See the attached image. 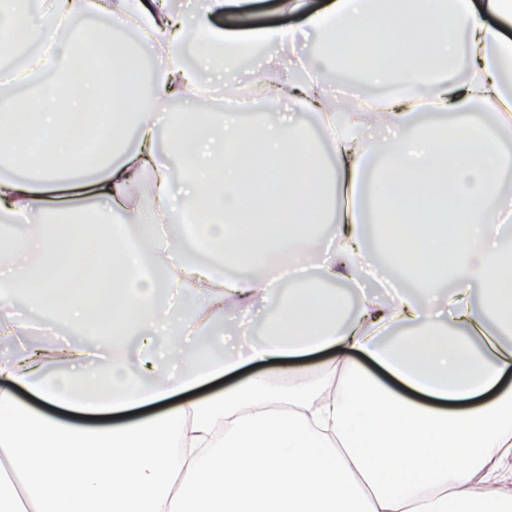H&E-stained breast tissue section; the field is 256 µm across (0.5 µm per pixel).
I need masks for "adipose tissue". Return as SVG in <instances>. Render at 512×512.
<instances>
[{
	"mask_svg": "<svg viewBox=\"0 0 512 512\" xmlns=\"http://www.w3.org/2000/svg\"><path fill=\"white\" fill-rule=\"evenodd\" d=\"M254 3L194 0L186 15L169 0H0V133L10 134L0 149L27 159L0 173V213L20 229L0 240V337L17 332L19 288L43 318L139 339L133 368L82 343L0 358V512H512V345L496 337L512 333V249L496 240L512 214L500 189L512 151L473 134L477 107L512 126V0H331L322 10L280 0L297 24L211 32L216 10L244 18ZM134 28L159 64L154 84L116 111L136 116V144L121 149L109 119L91 131L101 149L87 151L69 129L122 81L104 69L71 89L62 75L95 49L130 58L122 35ZM192 39L228 95L245 59L280 56L251 116L198 97L202 80L183 57ZM296 44L308 54L286 59ZM174 100L188 110L168 123L161 151L151 116ZM283 103L333 128L329 152L284 120ZM423 103L452 125L414 124ZM23 113L51 167L13 137ZM173 158L190 173L176 194ZM70 183L91 185L93 206L44 220V193ZM186 210L200 241L220 247L217 266L161 237ZM374 211L389 263L424 293L363 297L350 321L326 285L364 273ZM115 224L135 227V241L114 236ZM321 224L335 227L326 248L313 235ZM287 255L317 275L291 279L261 342L215 355L183 344L228 308L267 300L277 283L262 271ZM96 261L107 287L90 306L74 294ZM146 263L164 282L141 276ZM233 265L260 274L217 275ZM448 270L443 321L432 301ZM318 350L330 356L316 372L261 371L172 401L244 365ZM145 406L150 414L121 420Z\"/></svg>",
	"mask_w": 512,
	"mask_h": 512,
	"instance_id": "ef3b65f1",
	"label": "adipose tissue"
}]
</instances>
